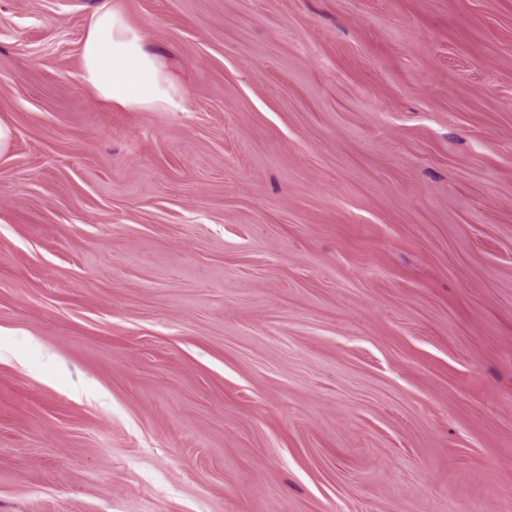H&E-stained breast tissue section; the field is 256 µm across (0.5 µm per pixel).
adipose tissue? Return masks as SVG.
I'll return each mask as SVG.
<instances>
[{
  "instance_id": "1",
  "label": "adipose tissue",
  "mask_w": 512,
  "mask_h": 512,
  "mask_svg": "<svg viewBox=\"0 0 512 512\" xmlns=\"http://www.w3.org/2000/svg\"><path fill=\"white\" fill-rule=\"evenodd\" d=\"M81 82L104 104L146 112H180L185 91L162 50L135 25L120 0H103L87 20Z\"/></svg>"
}]
</instances>
